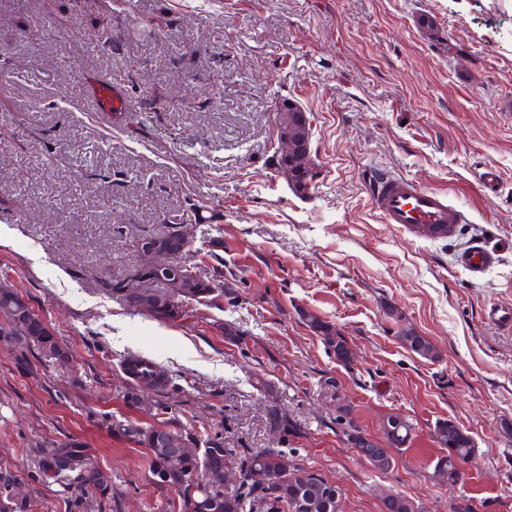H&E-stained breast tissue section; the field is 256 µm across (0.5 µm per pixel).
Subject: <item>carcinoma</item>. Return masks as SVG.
<instances>
[{
    "mask_svg": "<svg viewBox=\"0 0 512 512\" xmlns=\"http://www.w3.org/2000/svg\"><path fill=\"white\" fill-rule=\"evenodd\" d=\"M170 230L153 236L159 249L166 255L178 253L182 245L174 233L175 220H165ZM223 229L218 224L210 225L207 238L201 241L203 256L212 261L211 271L214 280L224 282V261L221 255L206 248V244L219 245L218 235ZM18 290L0 288V317L12 321L14 311L27 314L31 323L23 332L13 328L1 331L0 337L4 341L15 344L19 349L22 362H27L26 353L35 352L41 359L52 364L66 363L67 354L55 332L41 326L40 317L31 310V305L19 306ZM308 321L316 325L319 336L325 347L333 348L336 360L350 363L348 344L344 337L337 335V330L329 322L308 314ZM270 427H277L282 431V440L298 434L299 427L288 417L275 409L269 412ZM122 434L135 439L151 452V470L157 481L174 489L183 498L181 512H211L220 508L222 512H300L299 500L304 499L313 504L310 512H332L329 507L333 489L315 472L295 467V472L289 475L288 487L276 497H269L265 488L257 485L248 478V470L255 464L275 465L276 460L289 454L286 448H262L243 456L232 453L224 444L212 439L204 441V448L187 463L188 473L194 480L185 483V473L182 471H163V452L151 447L148 442L150 431L143 430L131 424H117ZM452 452L437 458L436 463L450 465L451 454L472 459L475 456V444L468 434L453 437ZM48 469L52 470L57 478L66 479L75 476L77 483L95 493L105 496L112 489L109 477L99 468L89 465L81 451L71 447L54 449L47 457ZM226 467H233L240 471V479L236 481L233 491L224 492V481L212 478V475Z\"/></svg>",
    "mask_w": 512,
    "mask_h": 512,
    "instance_id": "1",
    "label": "carcinoma"
}]
</instances>
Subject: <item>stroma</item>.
Instances as JSON below:
<instances>
[{"label": "stroma", "mask_w": 512, "mask_h": 512, "mask_svg": "<svg viewBox=\"0 0 512 512\" xmlns=\"http://www.w3.org/2000/svg\"><path fill=\"white\" fill-rule=\"evenodd\" d=\"M431 16L432 25L422 23ZM123 72L126 117L82 95L90 72ZM0 283L27 296L67 349L58 369L0 344V495L15 512H174L117 423L181 428L191 441L266 448L270 406L297 422L287 447L343 492L344 512H380L381 491L451 512H512V0H0ZM297 101L320 176L294 194L274 171V109ZM493 168L498 182L479 179ZM385 171L445 193L470 218L424 242L379 222L368 178ZM224 227L212 306L162 323L100 288L140 262L133 242L189 205ZM479 242L495 264L458 263ZM312 311L353 350L328 354ZM239 334H224L225 324ZM428 336L435 360L396 332ZM139 356L164 386L130 404ZM382 438L414 426L379 471L340 414ZM476 445L465 482L439 483L437 422ZM77 444L112 480L101 498L43 468Z\"/></svg>", "instance_id": "obj_1"}]
</instances>
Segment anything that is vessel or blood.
<instances>
[{"label": "vessel or blood", "mask_w": 512, "mask_h": 512, "mask_svg": "<svg viewBox=\"0 0 512 512\" xmlns=\"http://www.w3.org/2000/svg\"><path fill=\"white\" fill-rule=\"evenodd\" d=\"M82 90L94 111L108 116L125 109L119 88L108 75L87 74ZM370 204L381 223L405 228L425 239L453 238L469 221L467 213L451 204L446 194L385 172L376 173L371 180ZM495 262L494 254L480 245L460 257L461 266L476 276Z\"/></svg>", "instance_id": "obj_1"}]
</instances>
